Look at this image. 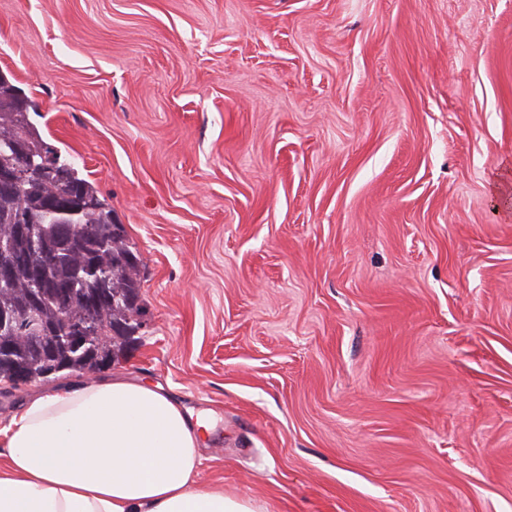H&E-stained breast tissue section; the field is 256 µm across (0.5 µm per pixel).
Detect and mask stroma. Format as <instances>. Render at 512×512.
Returning <instances> with one entry per match:
<instances>
[{"mask_svg": "<svg viewBox=\"0 0 512 512\" xmlns=\"http://www.w3.org/2000/svg\"><path fill=\"white\" fill-rule=\"evenodd\" d=\"M143 262L102 376L263 512H512V0H0Z\"/></svg>", "mask_w": 512, "mask_h": 512, "instance_id": "35a3bbf8", "label": "stroma"}]
</instances>
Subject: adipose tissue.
<instances>
[{
    "instance_id": "ef3b65f1",
    "label": "adipose tissue",
    "mask_w": 512,
    "mask_h": 512,
    "mask_svg": "<svg viewBox=\"0 0 512 512\" xmlns=\"http://www.w3.org/2000/svg\"><path fill=\"white\" fill-rule=\"evenodd\" d=\"M212 427L147 382L41 388L0 426V512H261L199 482Z\"/></svg>"
}]
</instances>
